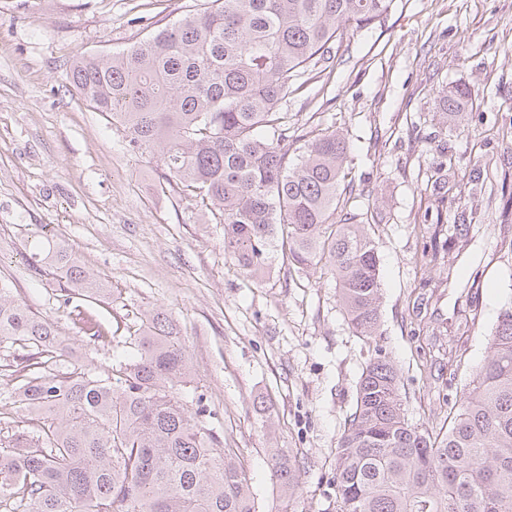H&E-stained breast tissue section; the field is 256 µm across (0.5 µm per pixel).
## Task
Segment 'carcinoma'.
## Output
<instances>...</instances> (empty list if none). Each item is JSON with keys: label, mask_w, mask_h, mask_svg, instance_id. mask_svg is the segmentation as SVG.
Returning <instances> with one entry per match:
<instances>
[{"label": "carcinoma", "mask_w": 512, "mask_h": 512, "mask_svg": "<svg viewBox=\"0 0 512 512\" xmlns=\"http://www.w3.org/2000/svg\"><path fill=\"white\" fill-rule=\"evenodd\" d=\"M392 0H211L119 53L75 57L70 84L90 106L121 123L130 143L157 151L170 179L224 225V250L251 277L278 247L288 270L319 265L336 275L352 332L374 344L336 448L334 512H512V306L485 336L484 363L439 422H412L400 372L376 344L381 277L374 224L337 213L346 192L345 138L325 130L296 158L297 136L281 106L297 80L349 28L384 21ZM471 95L443 93L439 109L463 112ZM446 161L430 171L435 209ZM481 225L423 224L429 239L415 263L444 265ZM29 267L58 284V297L90 343L106 339L77 296L111 289L69 246L49 240ZM484 271H468L454 334L432 329L418 356L454 379L466 368ZM0 345H66L55 326L0 284ZM117 378L73 363L20 379L14 403L26 425L0 421V512H257L236 448H223L203 406L177 396L190 360L165 312L140 314ZM272 477L291 498L301 489L294 453L275 458Z\"/></svg>", "instance_id": "carcinoma-1"}]
</instances>
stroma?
<instances>
[{"label":"stroma","mask_w":512,"mask_h":512,"mask_svg":"<svg viewBox=\"0 0 512 512\" xmlns=\"http://www.w3.org/2000/svg\"><path fill=\"white\" fill-rule=\"evenodd\" d=\"M198 0H0V280L56 327L67 358L111 373L137 314L164 309L180 329L191 381L189 410L205 406L226 448L239 449L258 512H333V458L371 352L354 336L329 269L288 273L272 252L263 280L248 281L224 251V229L198 198L169 183L156 152L133 148L124 128L69 84L81 53L108 54L175 22ZM335 66L315 67L283 109L314 136L333 129L352 149L345 171L360 188L352 212L371 213L382 274L377 342L402 373L415 422L440 411L411 324L452 319L460 287L415 257L431 196L432 163L450 153L444 223L475 210L486 224L455 273L484 268L471 367L483 334L512 303V0H394L384 23L351 29ZM467 88L464 121L438 108L441 90ZM483 168L474 189L465 172ZM55 239L112 290L85 306L108 334L87 344L51 282L30 271L34 246ZM436 288L414 311L420 279ZM296 451L303 487L285 501L272 454Z\"/></svg>","instance_id":"obj_1"}]
</instances>
